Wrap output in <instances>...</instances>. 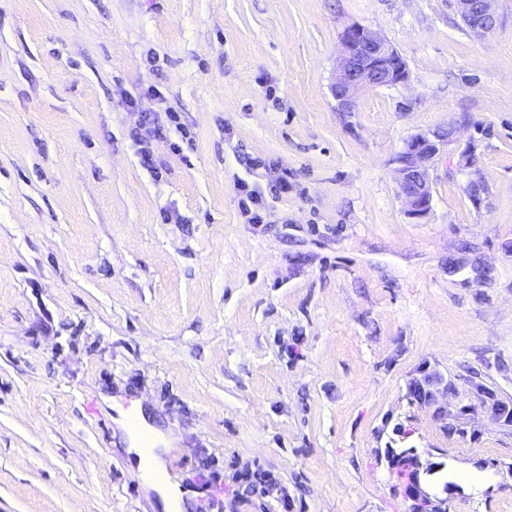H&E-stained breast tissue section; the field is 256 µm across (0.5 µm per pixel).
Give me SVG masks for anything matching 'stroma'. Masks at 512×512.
Instances as JSON below:
<instances>
[{
	"instance_id": "obj_1",
	"label": "stroma",
	"mask_w": 512,
	"mask_h": 512,
	"mask_svg": "<svg viewBox=\"0 0 512 512\" xmlns=\"http://www.w3.org/2000/svg\"><path fill=\"white\" fill-rule=\"evenodd\" d=\"M497 11L479 36L455 0H0V512H162L117 395L170 434L172 481L223 473L229 512H410L386 459L408 447L490 474L446 512H512V424L472 395L512 407V0ZM356 23L410 78L342 112ZM167 109L151 172L129 131ZM451 126L414 223L394 158ZM427 377L457 433L410 400ZM256 469L275 486L244 496ZM248 187L245 183L239 185V191L243 194V198H241L243 213L250 214L249 223L259 224L262 222L263 197L261 193L253 189L249 190ZM109 403V406L114 409L117 417L114 419L116 424L124 429L127 433L128 447L124 448L127 455V459L132 470L142 471L143 464L139 455V448L134 433L130 430L127 424L130 413L134 412V415L140 425L153 433L154 443L159 445H167L169 440L161 433L157 432L154 427L149 423L148 416L145 414L141 403L134 404L131 408L125 409L121 398L109 397L105 399Z\"/></svg>"
}]
</instances>
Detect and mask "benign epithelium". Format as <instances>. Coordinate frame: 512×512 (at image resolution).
<instances>
[{
    "label": "benign epithelium",
    "mask_w": 512,
    "mask_h": 512,
    "mask_svg": "<svg viewBox=\"0 0 512 512\" xmlns=\"http://www.w3.org/2000/svg\"><path fill=\"white\" fill-rule=\"evenodd\" d=\"M497 0H457L459 14L477 35L493 32L499 23ZM409 71L396 49L370 29L354 24L344 30L340 39L339 75L331 86L338 108L354 111L358 94L366 89L390 87L405 83ZM455 141V129L428 131L411 136L394 158L399 174V194L406 204L408 218L420 224L432 209L430 162L448 144ZM480 405H490L495 414L512 422V409L499 403L487 391H475ZM451 488L428 479L413 485L411 497L430 507L447 503Z\"/></svg>",
    "instance_id": "7a95c632"
}]
</instances>
